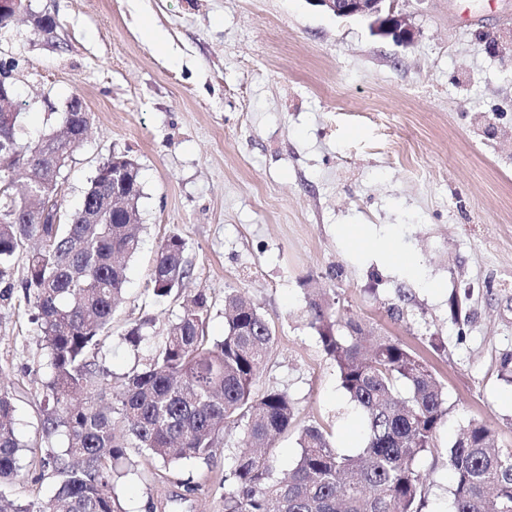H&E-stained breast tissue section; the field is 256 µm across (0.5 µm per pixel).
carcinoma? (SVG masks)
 <instances>
[{"mask_svg": "<svg viewBox=\"0 0 512 512\" xmlns=\"http://www.w3.org/2000/svg\"><path fill=\"white\" fill-rule=\"evenodd\" d=\"M0 154V281L28 243L25 299L37 311L47 375L42 438H60L64 450L47 459L57 479L43 503L0 496V512H122L116 484L128 475L126 449L164 465L208 460L224 431L243 428L233 464L224 472V512H422V477L415 459L436 447L447 415L445 391L428 365L388 336L368 337L361 324L336 310V293L308 301L310 324L340 386L359 410L365 446L355 454L333 448L320 426L300 431L301 448L288 474H275L274 442L288 431L294 407L288 392L253 391L275 334L258 309L237 293L224 297V338L208 334L211 305L203 292L180 303L149 365L118 389L97 354L109 337L112 314L125 292L128 262L139 249L138 164L115 153L96 170L83 203L99 190L119 191L124 208L106 210L86 224L83 208L63 218L60 179L45 180L40 143L52 140L64 154L77 146L55 130L24 142L18 124L5 133ZM186 243L172 234L158 247L149 278L156 299L181 288L191 269ZM346 328L349 335L341 334ZM404 383L408 396L397 398ZM14 394L0 387V482L18 470ZM453 512H512V448L495 447L493 429L471 420L448 450ZM197 486L170 497V512H188Z\"/></svg>", "mask_w": 512, "mask_h": 512, "instance_id": "1", "label": "carcinoma"}]
</instances>
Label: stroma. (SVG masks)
<instances>
[{
	"label": "stroma",
	"instance_id": "1",
	"mask_svg": "<svg viewBox=\"0 0 512 512\" xmlns=\"http://www.w3.org/2000/svg\"><path fill=\"white\" fill-rule=\"evenodd\" d=\"M56 23V48L26 23L0 30V61L16 64L24 138L60 126L80 97L89 134L62 173V213L82 202L115 152L138 164L141 246L129 264L103 363L120 386L149 359L179 310L147 286L160 242L179 234L191 269L186 291H205L208 332L224 337V295L251 298L275 329L254 389L287 391L295 430L275 442L278 473L294 465L297 427L319 423L340 451L363 443L359 411L310 324L308 297L332 288L345 318L411 347L447 395L434 452L418 457L422 512H451L448 450L468 421L490 425L512 448V62L491 56L478 31L512 26V0H407L410 45L372 35L306 0H30ZM160 33L164 47L152 35ZM391 242L415 256L417 280L384 265ZM14 264L11 304L0 306V383L15 397L26 446L0 494L48 500L43 466L40 331ZM468 294L469 319L448 317ZM144 325L149 342L131 349ZM439 337L447 351L434 352ZM243 429L225 432L208 460L186 461L193 512H224V471ZM123 479L125 512H161L171 484L138 449Z\"/></svg>",
	"mask_w": 512,
	"mask_h": 512
}]
</instances>
